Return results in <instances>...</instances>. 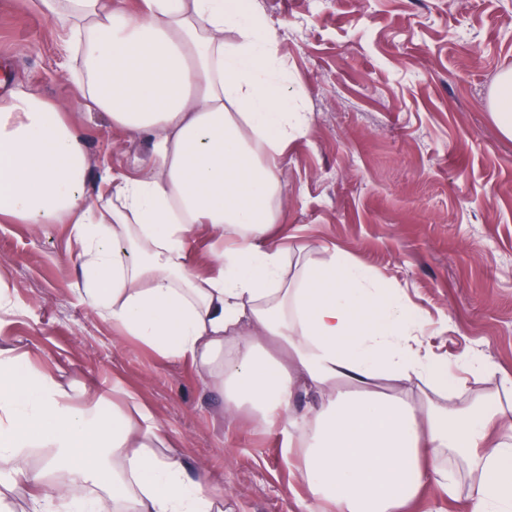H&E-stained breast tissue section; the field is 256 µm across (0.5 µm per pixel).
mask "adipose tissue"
Returning <instances> with one entry per match:
<instances>
[{"instance_id":"obj_1","label":"adipose tissue","mask_w":512,"mask_h":512,"mask_svg":"<svg viewBox=\"0 0 512 512\" xmlns=\"http://www.w3.org/2000/svg\"><path fill=\"white\" fill-rule=\"evenodd\" d=\"M34 6L58 20L90 107L154 142L101 203L87 192L90 160L60 104L31 86L11 90L0 97V223L71 225L85 308L218 376L234 406L287 432L283 455L306 512H409L423 490L452 489L457 457L479 473L472 512H512V415L492 399L430 397L465 382L427 351L418 314L344 255L287 275L272 201L308 117L288 96L276 36L252 0ZM202 228L224 242L208 275L186 263ZM270 340L289 362L267 353ZM299 392L312 398L301 416ZM163 434L152 414H104L0 348V480L24 485L33 512H102L94 485L116 512H221L222 484L155 453ZM35 445L49 451L37 469L26 462Z\"/></svg>"}]
</instances>
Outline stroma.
I'll return each mask as SVG.
<instances>
[{"instance_id": "obj_1", "label": "stroma", "mask_w": 512, "mask_h": 512, "mask_svg": "<svg viewBox=\"0 0 512 512\" xmlns=\"http://www.w3.org/2000/svg\"><path fill=\"white\" fill-rule=\"evenodd\" d=\"M256 4L309 118L274 201L289 273L334 250L365 265L419 313L432 355L484 360L483 374L466 377L470 400L497 394L512 373V140L490 98L512 72V0ZM72 68L52 21L28 0H0V95L31 85L59 101L92 161L91 193L108 196L103 174H133L153 139L90 110ZM81 263L70 225L0 223V347L104 411L148 409L190 475L222 480L224 512H305L283 434L232 410L192 363L86 312ZM453 468L455 498L427 490L415 512H465L470 475Z\"/></svg>"}]
</instances>
